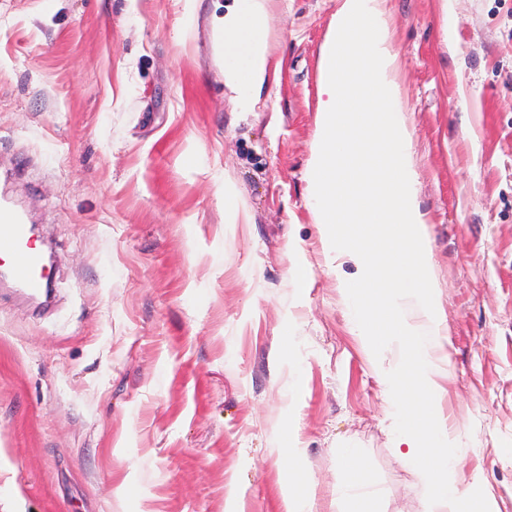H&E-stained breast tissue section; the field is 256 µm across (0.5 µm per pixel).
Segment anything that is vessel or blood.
I'll use <instances>...</instances> for the list:
<instances>
[{
    "instance_id": "b4317fda",
    "label": "vessel or blood",
    "mask_w": 512,
    "mask_h": 512,
    "mask_svg": "<svg viewBox=\"0 0 512 512\" xmlns=\"http://www.w3.org/2000/svg\"><path fill=\"white\" fill-rule=\"evenodd\" d=\"M0 252L13 256L8 278L17 291L30 299L48 295L51 282L45 273L44 255L35 249L24 216L0 203Z\"/></svg>"
}]
</instances>
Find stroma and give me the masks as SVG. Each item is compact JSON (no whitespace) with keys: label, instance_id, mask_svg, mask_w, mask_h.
Returning <instances> with one entry per match:
<instances>
[{"label":"stroma","instance_id":"1","mask_svg":"<svg viewBox=\"0 0 512 512\" xmlns=\"http://www.w3.org/2000/svg\"><path fill=\"white\" fill-rule=\"evenodd\" d=\"M228 0H0V200L55 250V302L0 285V512H424L308 204L338 0H270L283 63L241 111ZM385 0L448 335L463 484L512 512V0ZM307 288H297V270ZM302 461L288 468V450ZM344 488L352 499L377 501L371 482L365 477V461L357 448H342Z\"/></svg>","mask_w":512,"mask_h":512}]
</instances>
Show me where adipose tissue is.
Here are the masks:
<instances>
[{
	"label": "adipose tissue",
	"mask_w": 512,
	"mask_h": 512,
	"mask_svg": "<svg viewBox=\"0 0 512 512\" xmlns=\"http://www.w3.org/2000/svg\"><path fill=\"white\" fill-rule=\"evenodd\" d=\"M269 0H232L213 26L224 34V86L245 112L257 111L261 94L281 69L269 43ZM344 488L352 499L376 501L358 449L342 451Z\"/></svg>",
	"instance_id": "adipose-tissue-1"
}]
</instances>
